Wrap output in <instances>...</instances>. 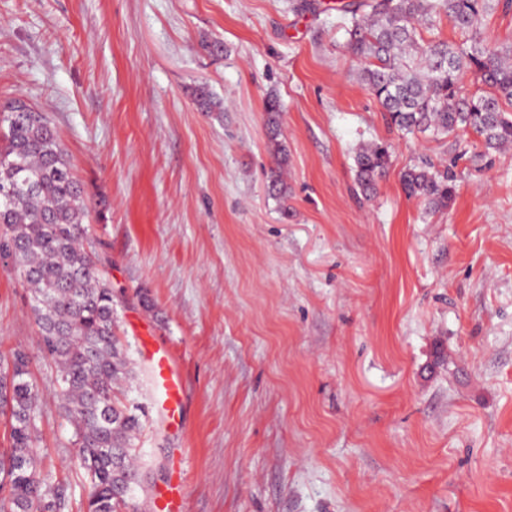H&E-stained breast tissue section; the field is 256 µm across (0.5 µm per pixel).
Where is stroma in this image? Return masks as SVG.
I'll list each match as a JSON object with an SVG mask.
<instances>
[{"label": "stroma", "instance_id": "1", "mask_svg": "<svg viewBox=\"0 0 512 512\" xmlns=\"http://www.w3.org/2000/svg\"><path fill=\"white\" fill-rule=\"evenodd\" d=\"M294 2L0 0V107L42 111L86 187L128 399L148 411L129 506L176 486L181 512H512V147L398 135L334 0ZM202 83L223 111L196 106ZM376 142L391 158L367 198L354 157ZM425 157L458 160L436 213L400 181ZM142 331L177 358L178 419ZM16 348L40 392L35 453L64 512H85L30 291L0 259V353Z\"/></svg>", "mask_w": 512, "mask_h": 512}]
</instances>
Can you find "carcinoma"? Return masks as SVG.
Instances as JSON below:
<instances>
[{
    "label": "carcinoma",
    "mask_w": 512,
    "mask_h": 512,
    "mask_svg": "<svg viewBox=\"0 0 512 512\" xmlns=\"http://www.w3.org/2000/svg\"><path fill=\"white\" fill-rule=\"evenodd\" d=\"M512 0H336L346 45L365 61L362 79L390 126L444 139L470 131L488 151L512 145V45L492 47L485 18ZM460 42L425 40L442 20ZM470 74L479 89L465 88ZM203 112L224 106L204 85L191 91ZM0 256L13 262L31 294L40 353L56 369L61 408L73 428L72 460L88 481L86 512H123L140 486L136 440L144 414L126 393L137 380L119 335L112 285L87 246L89 210L84 185L71 172L58 132L47 117L14 101L0 110ZM390 161L383 143L355 155L356 184L368 196ZM455 162L428 159L401 174L404 193L435 212L455 193ZM39 390L31 358L21 349L0 354V413L8 446L0 450L3 512H62L59 486L40 476Z\"/></svg>",
    "instance_id": "cac0c4a2"
}]
</instances>
